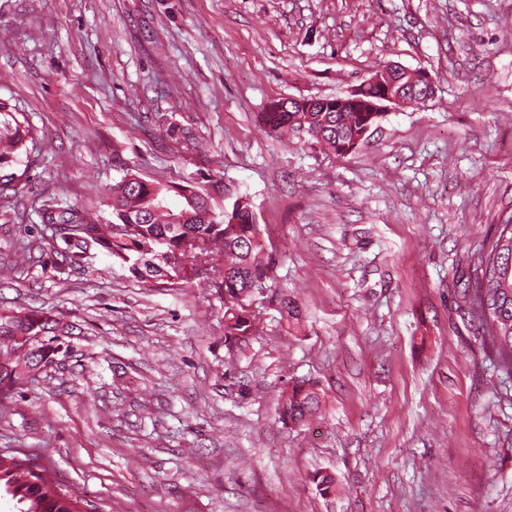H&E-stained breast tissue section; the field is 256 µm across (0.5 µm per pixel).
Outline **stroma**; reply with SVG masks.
<instances>
[{"label": "stroma", "mask_w": 512, "mask_h": 512, "mask_svg": "<svg viewBox=\"0 0 512 512\" xmlns=\"http://www.w3.org/2000/svg\"><path fill=\"white\" fill-rule=\"evenodd\" d=\"M389 63L435 95L346 156L258 122ZM1 100L34 138L0 198V310L82 333L0 400V452L90 512H512V377L456 305L512 215V0H0ZM127 167L251 199L272 267L253 336L225 342L223 293L98 248L58 272L42 204L108 214ZM297 380L321 398L300 426L278 411Z\"/></svg>", "instance_id": "35a3bbf8"}]
</instances>
